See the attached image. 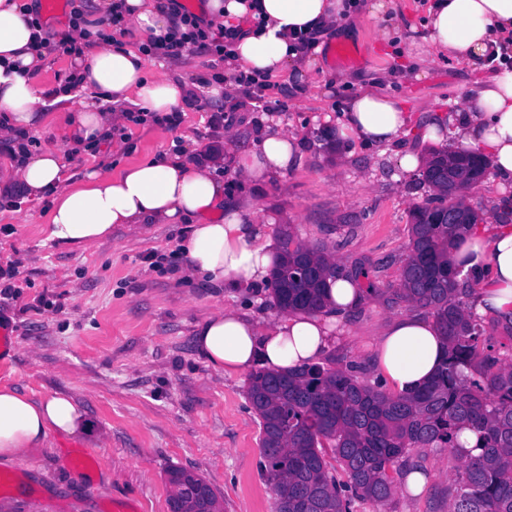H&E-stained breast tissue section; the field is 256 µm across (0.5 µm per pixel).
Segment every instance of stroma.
I'll return each instance as SVG.
<instances>
[{
    "mask_svg": "<svg viewBox=\"0 0 512 512\" xmlns=\"http://www.w3.org/2000/svg\"><path fill=\"white\" fill-rule=\"evenodd\" d=\"M361 11L349 36L328 32L309 78L293 67L270 76L268 109L245 87L218 100L198 90L182 105L177 126L122 122L91 148L63 138L62 111L30 133L31 151L59 149L71 182L102 168L124 167L171 150L202 158L254 148L282 130L301 139L294 168L251 183L232 163L218 170L224 202L245 204L267 218L274 239L326 245L342 265L366 262L380 287L396 284L410 238V211L428 197L418 172L401 168L408 152L427 155L425 133L437 125L441 145L455 148L460 102L487 76L486 63L438 59L428 52L425 0H394ZM151 74L202 82L230 77L219 57L195 50L149 60ZM362 93L397 99L408 114L398 142L368 146L340 136L343 114ZM55 196L0 208V266L18 261L12 294L0 295V386L31 398L72 396L92 424L79 436L50 435L45 448L0 462V512H169L170 469L202 476L221 512H276L262 473L261 427L246 395L247 372L226 374L194 345L197 325L218 309L246 310L264 326L280 319L272 287L215 289L188 277L177 250L186 225L146 224L114 231L111 240L75 249L46 240L43 227ZM512 183L487 173L467 197L482 223L502 224ZM153 254L171 256L151 264ZM408 303L364 297L341 318L329 353L337 367L352 363L360 382L374 384L375 339L387 320L412 313ZM411 464L426 472L420 495L397 489L390 505L353 499L351 512H448L457 460L445 448H421Z\"/></svg>",
    "mask_w": 512,
    "mask_h": 512,
    "instance_id": "obj_1",
    "label": "stroma"
}]
</instances>
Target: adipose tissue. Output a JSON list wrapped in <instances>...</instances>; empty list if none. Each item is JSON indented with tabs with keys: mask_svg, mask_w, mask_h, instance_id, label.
Here are the masks:
<instances>
[{
	"mask_svg": "<svg viewBox=\"0 0 512 512\" xmlns=\"http://www.w3.org/2000/svg\"><path fill=\"white\" fill-rule=\"evenodd\" d=\"M129 21L142 37H164L175 19L159 0H125ZM22 0H0V138L37 130L46 102H68L70 95L39 85L32 77L39 61L29 49L32 30ZM348 9L345 0H207L203 12L210 21L263 12L265 28L247 34L233 46L232 61L276 73L296 52L297 31L340 28ZM429 40L440 53L474 59L495 52L512 53V0H431ZM82 88L114 104L111 112L84 101L70 105L64 136L85 145L99 139L116 120L118 109L138 106L169 112L190 97L187 80L148 76L146 58L128 48L122 38L93 46L76 60ZM406 115L389 96L365 93L353 99L344 134L368 144L397 141ZM456 136L461 148L489 155L498 178L512 182V71L501 69L479 84L458 115ZM300 146L282 131L266 133L257 150L239 154L240 177L262 182L294 167ZM222 162L214 157L202 164L175 155L145 159L118 174L94 172L83 184L63 181L62 155L47 148L13 164L9 176L28 195L37 197L57 188L43 232L47 240L74 248L110 240L118 226L185 221L182 242L184 268L215 286L262 287L279 255L261 223L226 210L224 183L214 172ZM455 267L478 277L473 311L512 323V226L491 232L474 227L450 250ZM358 289L349 280H330L327 310L322 314L287 315L267 327L246 314L220 310L199 323L195 344L208 364L231 374L261 363L278 370L310 364L334 341L333 317L356 306ZM446 341L435 321L418 316L395 318L379 336L375 366L394 394L406 395L429 382L446 357ZM90 423L69 395L54 393L33 399L13 386L0 387V460L43 448L50 433H86Z\"/></svg>",
	"mask_w": 512,
	"mask_h": 512,
	"instance_id": "ef3b65f1",
	"label": "adipose tissue"
}]
</instances>
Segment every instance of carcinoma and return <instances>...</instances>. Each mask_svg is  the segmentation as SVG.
Masks as SVG:
<instances>
[{
	"label": "carcinoma",
	"instance_id": "cac0c4a2",
	"mask_svg": "<svg viewBox=\"0 0 512 512\" xmlns=\"http://www.w3.org/2000/svg\"><path fill=\"white\" fill-rule=\"evenodd\" d=\"M488 169L483 155L430 154L422 182L433 197L410 212L395 288L378 287L362 263L345 269L322 245L285 239L272 271L277 310L321 312L328 279L364 278L367 293H388L432 316L447 354L437 374L407 395L358 382L353 368L332 367L334 358L288 372L252 370L247 394L261 421L263 472L277 512H349L348 492L386 504L395 494L392 473L414 448H446L460 461L448 512H512V347L485 335L472 311L473 289L449 259L454 240L478 223L461 189L480 183ZM439 208L455 211L459 223H438ZM466 428L477 434L475 454L458 451Z\"/></svg>",
	"mask_w": 512,
	"mask_h": 512
}]
</instances>
